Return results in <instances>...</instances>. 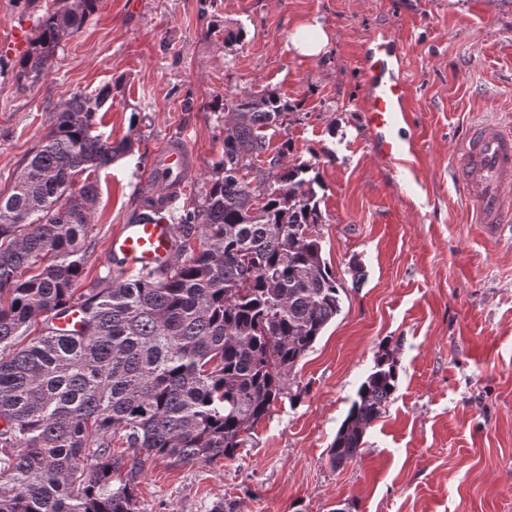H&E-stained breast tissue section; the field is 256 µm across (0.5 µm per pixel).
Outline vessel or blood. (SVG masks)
I'll use <instances>...</instances> for the list:
<instances>
[{
    "label": "vessel or blood",
    "mask_w": 512,
    "mask_h": 512,
    "mask_svg": "<svg viewBox=\"0 0 512 512\" xmlns=\"http://www.w3.org/2000/svg\"><path fill=\"white\" fill-rule=\"evenodd\" d=\"M405 49L379 43L363 58L372 87L365 116L378 130L382 155L393 156L399 148L394 128L406 120L410 97L400 78L389 73V61L401 58ZM463 162L456 180L475 205L474 221L495 232L512 222V203L505 196L512 186V131L491 123L473 125L462 147ZM196 158L186 138L177 135L153 155L144 175L142 191L155 203V220L126 224L114 233L108 255L115 268L126 272L148 271L170 259L174 226L169 215L177 201L188 193V182L196 171Z\"/></svg>",
    "instance_id": "1"
}]
</instances>
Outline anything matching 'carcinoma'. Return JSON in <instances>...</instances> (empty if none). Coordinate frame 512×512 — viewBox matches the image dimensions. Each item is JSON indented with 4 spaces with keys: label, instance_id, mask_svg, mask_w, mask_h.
I'll use <instances>...</instances> for the list:
<instances>
[{
    "label": "carcinoma",
    "instance_id": "carcinoma-1",
    "mask_svg": "<svg viewBox=\"0 0 512 512\" xmlns=\"http://www.w3.org/2000/svg\"><path fill=\"white\" fill-rule=\"evenodd\" d=\"M100 2L47 11L16 79L38 82ZM111 94L61 103L0 193V512H140L149 458H235L278 400L293 398L294 367L341 310L314 231L318 176L306 162L271 175L291 145L272 146L267 131L290 108L267 89L224 100V153L203 202L174 225L177 260L147 272L109 265L78 292L97 172L133 151L131 137L112 143L96 129ZM33 266L41 271L23 276ZM397 382L380 356L329 448L332 466L362 455Z\"/></svg>",
    "mask_w": 512,
    "mask_h": 512
}]
</instances>
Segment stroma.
<instances>
[{"label":"stroma","instance_id":"35a3bbf8","mask_svg":"<svg viewBox=\"0 0 512 512\" xmlns=\"http://www.w3.org/2000/svg\"><path fill=\"white\" fill-rule=\"evenodd\" d=\"M63 0H0V41L34 32ZM320 23L316 56L290 37ZM406 47L394 72L412 97L411 142L382 156L364 120L362 57L376 39ZM0 54V193L73 93L112 88L98 129L133 151L98 174L91 255L80 289L107 272L112 233L141 206L155 149L186 134L202 199L224 151V100L269 89L288 100L274 137L284 164H314L323 188L316 231L343 291L341 311L282 401L235 459L172 466L151 459L141 512H512V223L472 221L455 176L467 127H512V0H102L63 40L36 84ZM398 385L364 435L361 459L335 468L328 450L377 357Z\"/></svg>","mask_w":512,"mask_h":512}]
</instances>
